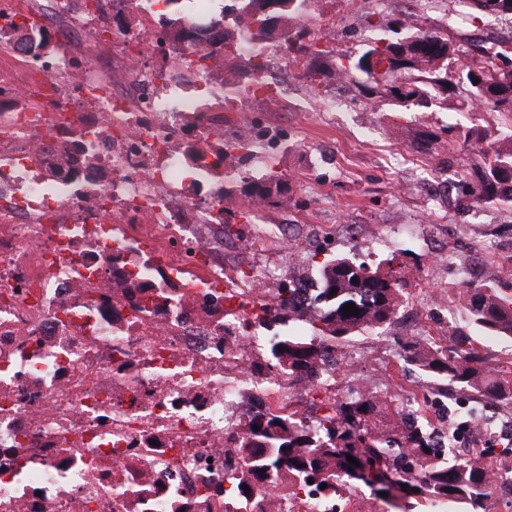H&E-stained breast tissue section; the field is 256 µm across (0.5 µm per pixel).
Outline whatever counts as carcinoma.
<instances>
[{"mask_svg": "<svg viewBox=\"0 0 512 512\" xmlns=\"http://www.w3.org/2000/svg\"><path fill=\"white\" fill-rule=\"evenodd\" d=\"M232 9L233 29L226 15L191 19L182 14L179 0H163L173 7L167 39L178 44V62L210 73L209 62L218 54H237L233 42L277 40L293 61L305 62L301 76L316 92L339 78L356 86L367 101L385 100L396 112H415L433 101L448 109L497 112L512 117V35L493 40L462 37L457 18L467 22L493 19L512 21V0H455L458 15L438 26L426 24L423 15L414 24L408 11L388 21L378 9L375 26L402 38L381 37L366 45L357 60L324 48L304 18L318 0H237ZM36 57L53 58L58 44L52 35L28 36ZM468 139L476 146L472 178L462 189L478 203L512 202V137L490 140L484 129L473 126ZM246 199L258 198L273 206L283 195L286 181L273 171L259 178L241 177ZM311 284L312 314L309 336L275 333L266 339L267 366L293 375L313 373L336 343L355 330L382 328L394 322L402 305L400 280L381 274L346 257L326 258L314 266ZM468 317L480 330L512 338V295L504 297L486 286L467 289ZM352 302L359 314L347 316L342 307ZM275 322L300 312L298 289L286 284L277 289ZM284 351H279V348ZM399 358L414 363L472 398L512 401V372L497 374L484 366L477 347L467 337L453 340V350L433 348L422 340L402 346ZM379 387L348 390L342 400L321 399L322 415L309 426L284 414L247 416L238 436L245 470L225 496L238 501L250 495L257 483L274 485L294 480L288 487L317 485L342 490L368 489L375 497L393 489V499L382 498L395 512H423L428 501L462 504L463 512H490L493 476L486 466L471 461L439 460L432 446L434 426L414 419L395 421L383 410ZM259 426L254 430L253 426ZM353 456L359 465L347 460ZM248 489H242V486Z\"/></svg>", "mask_w": 512, "mask_h": 512, "instance_id": "obj_1", "label": "carcinoma"}]
</instances>
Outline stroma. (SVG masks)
Listing matches in <instances>:
<instances>
[{
    "instance_id": "obj_1",
    "label": "stroma",
    "mask_w": 512,
    "mask_h": 512,
    "mask_svg": "<svg viewBox=\"0 0 512 512\" xmlns=\"http://www.w3.org/2000/svg\"><path fill=\"white\" fill-rule=\"evenodd\" d=\"M319 14L336 19L337 53L358 56L378 36L366 12L352 20L342 15L340 0H320ZM304 80L289 87L290 110L268 108L267 98L250 102L267 123L286 124L288 139L273 162L287 181L288 191L280 204L268 210L269 223L289 217L299 224H321L325 232L313 249L291 250L286 242L272 241L249 260L237 261L238 269L249 271L265 262L279 263L289 277L304 278L312 270L310 257L324 259L344 255L380 271H397L405 288L406 302H415L435 278L432 250L448 240L460 241L462 259H469L488 239L512 243V207L499 203L473 205L459 197L455 185L467 155L465 135L474 121L495 128L498 137L512 128L498 125L493 114L474 116L431 107L421 112H394L388 103L365 111L355 104L354 90H347L335 119L311 107ZM447 133L448 143H435L426 152L416 144L429 133ZM406 164H399L396 153ZM446 180L448 194L440 210H431L421 185L428 179ZM456 271L445 273L450 285L447 307L431 313L435 327L445 336H468L478 346L487 368L512 361V341L495 338L478 330L467 315V297L457 288ZM399 324L360 329L351 333L340 352L363 350L367 361L357 370L359 377L372 376L388 385L392 375L415 379L424 389L438 383L415 366L400 362Z\"/></svg>"
}]
</instances>
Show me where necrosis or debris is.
Listing matches in <instances>:
<instances>
[{"label": "necrosis or debris", "instance_id": "necrosis-or-debris-1", "mask_svg": "<svg viewBox=\"0 0 512 512\" xmlns=\"http://www.w3.org/2000/svg\"><path fill=\"white\" fill-rule=\"evenodd\" d=\"M139 10L142 27L115 51L77 0L0 9V29L24 16L68 45L46 61L0 42V512H224L245 409L307 416L291 402L304 383L270 376L256 354L252 317L271 306L280 268L243 288L224 267L230 161L259 138L267 154L252 166L264 169L282 129L246 108L225 129L199 94L207 74L151 66L162 16L153 0ZM241 53L269 64L238 99L299 73L275 42ZM249 213L240 253L267 237L313 240L266 223L258 202ZM395 388L400 414L440 422L437 447L484 459L495 491L512 494V469L483 453L512 432L497 403ZM242 512L361 508L354 493L279 484L256 486Z\"/></svg>", "mask_w": 512, "mask_h": 512}]
</instances>
